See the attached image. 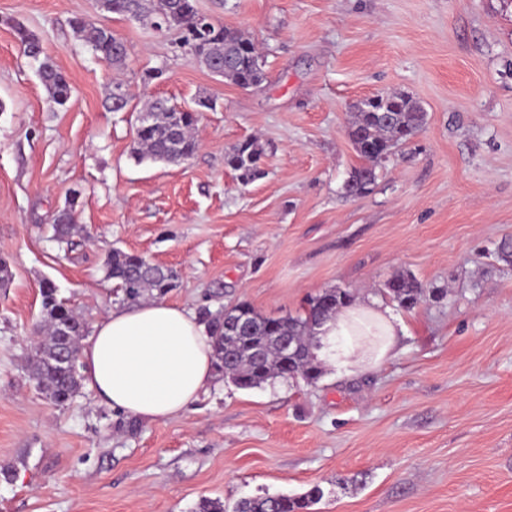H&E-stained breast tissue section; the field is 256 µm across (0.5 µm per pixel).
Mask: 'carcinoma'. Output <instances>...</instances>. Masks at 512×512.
<instances>
[{"label": "carcinoma", "instance_id": "cac0c4a2", "mask_svg": "<svg viewBox=\"0 0 512 512\" xmlns=\"http://www.w3.org/2000/svg\"><path fill=\"white\" fill-rule=\"evenodd\" d=\"M102 12L125 16L134 15L148 22L162 15L174 18L178 41L192 55L203 56L214 63L231 59L220 76L238 85L257 87L266 80L260 51L252 39L243 33L210 22L209 28L194 35L199 12L194 0H102ZM72 26L76 36L101 58L120 68L125 65L127 50L111 30L77 17ZM23 54L39 62L38 75L52 100L58 105L68 102L72 87L66 77L52 64L40 60L42 44L36 34L21 24L15 26ZM354 120L349 137L365 164L355 167L343 184V196L361 197L372 191L377 180L375 164L385 158L400 141L414 136L422 127L424 113L408 94L393 92L365 99L354 106ZM177 107L169 101L152 99L143 107L155 113L150 126L135 130L131 157L145 160L179 162L190 158L198 149L191 130L194 118L185 114L179 129L169 126L165 111ZM264 148L256 140H246L224 156L226 166L239 172L245 184L263 175L260 161ZM52 238L69 252L76 248L71 211L57 212L51 218ZM105 276L115 281L120 291L119 301L139 304L145 295L156 299L165 297L177 287L178 273L158 267L146 270L140 256L110 248L104 260ZM42 319L36 330L42 334L30 357V374L37 386L58 405L70 401L81 389V375L71 363L79 353L80 341L87 331L85 321L63 300L50 280L40 285ZM385 295L411 310L428 299H437L440 290L423 288L410 274H397L385 283ZM353 295L342 288L325 290L312 297L304 312L295 316L271 318L257 312L251 305L239 302L224 308L216 315L208 314L213 330L214 366L231 378L241 389L258 388L274 378L285 381L302 379L315 384L324 373L323 364L314 353V329L326 318L350 305ZM291 341V348L280 346V339ZM322 498L315 486L301 495L278 494L242 498L228 511L219 501L205 500L199 512H308Z\"/></svg>", "mask_w": 512, "mask_h": 512}]
</instances>
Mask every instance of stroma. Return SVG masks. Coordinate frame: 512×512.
<instances>
[{
    "label": "stroma",
    "mask_w": 512,
    "mask_h": 512,
    "mask_svg": "<svg viewBox=\"0 0 512 512\" xmlns=\"http://www.w3.org/2000/svg\"><path fill=\"white\" fill-rule=\"evenodd\" d=\"M262 48L267 79L212 76L172 31L103 14L95 0H0V512H198L205 500L302 494L310 512H512V6L505 0H196ZM82 17L127 46L116 68L75 35ZM42 40L73 92L52 102L14 32ZM162 78L143 82L146 71ZM127 84L126 111L105 108ZM404 92L415 137L377 166L366 196L354 106ZM155 97L214 100L179 164L135 163L137 116ZM265 149L241 184L224 155ZM80 247L50 218L68 199ZM177 271L166 302L195 313L250 303L294 315L329 288L380 295L411 273L442 298L396 308L387 361L313 385L243 390L216 376L182 415L146 423L82 390L58 405L28 374L40 284L87 324L119 303L107 249Z\"/></svg>",
    "instance_id": "1"
}]
</instances>
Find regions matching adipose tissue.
I'll return each mask as SVG.
<instances>
[{"label":"adipose tissue","instance_id":"ef3b65f1","mask_svg":"<svg viewBox=\"0 0 512 512\" xmlns=\"http://www.w3.org/2000/svg\"><path fill=\"white\" fill-rule=\"evenodd\" d=\"M403 331L393 311L369 296L318 327L314 353L337 371L362 374L382 365ZM81 373L85 389L112 409L149 423L170 420L214 380L210 333L197 314L164 301L117 306L83 340Z\"/></svg>","mask_w":512,"mask_h":512}]
</instances>
